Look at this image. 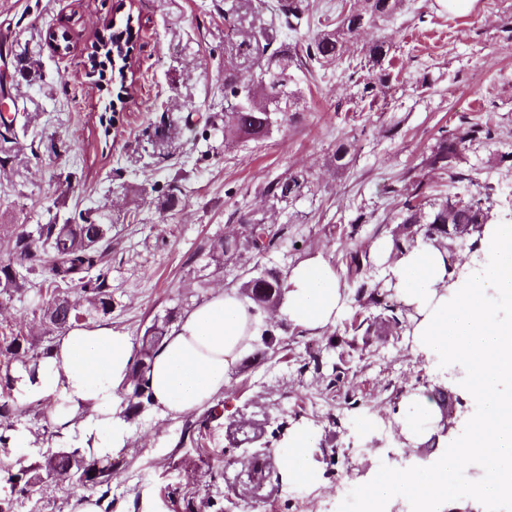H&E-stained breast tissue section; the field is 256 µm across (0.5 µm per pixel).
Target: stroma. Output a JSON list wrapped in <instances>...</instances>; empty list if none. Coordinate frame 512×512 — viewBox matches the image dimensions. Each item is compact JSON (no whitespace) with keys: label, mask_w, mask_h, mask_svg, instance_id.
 Returning a JSON list of instances; mask_svg holds the SVG:
<instances>
[{"label":"stroma","mask_w":512,"mask_h":512,"mask_svg":"<svg viewBox=\"0 0 512 512\" xmlns=\"http://www.w3.org/2000/svg\"><path fill=\"white\" fill-rule=\"evenodd\" d=\"M121 2L0 0V119L16 131L0 139V157L11 158L0 171V264L16 263L5 242L22 230L81 211L101 217L112 226V313L103 322L136 340L154 316L240 288L253 266L284 274L322 255L343 287L336 325L310 332L267 311L275 346L256 342L232 365L217 417L150 409L126 421L109 497L112 512H351L349 492L387 469L430 468L440 441L458 437L477 411L454 378L413 350L411 325L355 301L347 261L364 255L373 281L384 280L391 263L374 246L407 237L402 202L419 183L430 204L450 191L466 199L489 189L496 219L512 221V0H477L458 15L445 0H400L390 22L347 50L358 60L367 42L385 40L398 76L372 99L344 65L310 68L299 111L259 142L211 125L224 111L231 64L224 0H134L136 95L107 111L108 95L88 75V48ZM52 32L64 36L63 51L52 48ZM473 124L481 131L460 154L462 180L431 169L443 135ZM297 173L307 180L298 196L267 194L269 183ZM173 186L181 202L170 209ZM253 222L278 231L270 251L213 260L215 240L245 238ZM49 298L34 288L0 298V327L42 340ZM313 352L324 374L341 363L344 381L316 376ZM438 384L453 394L455 428L421 444L402 439L404 401ZM53 406L46 397L25 402L17 429L30 443L9 448L8 460L81 445L76 430L44 435ZM189 423L196 429L186 439ZM298 427L312 434L316 479L307 485L290 481L284 459ZM84 495L50 483L22 512H72Z\"/></svg>","instance_id":"1"}]
</instances>
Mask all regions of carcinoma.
<instances>
[{
    "instance_id": "carcinoma-1",
    "label": "carcinoma",
    "mask_w": 512,
    "mask_h": 512,
    "mask_svg": "<svg viewBox=\"0 0 512 512\" xmlns=\"http://www.w3.org/2000/svg\"><path fill=\"white\" fill-rule=\"evenodd\" d=\"M362 8L354 14L341 12L336 27L322 30L308 39L303 54L293 55L280 40L284 30L295 31L306 16V0H231L224 9V25L229 40L246 59V69L251 78L242 80L237 72L224 70V127L238 137L261 141L266 139L278 122V115L291 111L299 94L295 71L302 69L304 62L339 63L343 60L347 44L361 30L388 21L395 13L399 0H361ZM269 14L268 19L258 13ZM127 25L119 22L105 24L100 32L110 46L115 48L117 68L124 67L121 58V39ZM388 46L382 40L372 42L367 48L368 68L364 79V92L372 94L377 85L389 78L384 68ZM474 130L446 138L431 154V167L450 173V178L462 179L455 172L456 163L466 142L471 140ZM306 186L302 175H294L283 182H274L267 187L272 197L286 201L297 195ZM434 226H426L420 236L426 240H437L440 224L452 222L465 227L472 224L485 225L493 219L488 197L477 192L468 200L450 192L440 199L430 213ZM277 238V232L267 224L251 225V232L242 242H235L231 250L251 251L257 255L267 253ZM8 247L29 263L26 273L15 267L0 265V295L12 296L29 288L43 287L31 279L36 272L46 269L50 273L48 285L56 288L76 284L87 309L80 313L76 305L65 295L51 298L43 310L45 333L53 336L63 333L80 322L83 316L91 318L112 313V225L81 218V222L67 221L63 224H38L34 230L20 232ZM265 281L272 296L283 297L284 280L265 267L253 266L248 279L242 283L244 294L258 307L263 301L256 298L258 282ZM390 293L382 291L368 282L361 281L356 300L379 307L391 313V320L398 323L397 307L389 300ZM177 311L171 309L165 315L153 319L147 326L135 350L131 367V392L125 395L126 408L123 417L136 415L152 406V395L146 375L155 350L167 335L170 325L176 320ZM50 346L35 344L28 337L16 334L0 336V355L9 362L24 366H35L49 354ZM18 411L16 401L0 400V450L12 447L15 439L13 418ZM115 471L112 457L96 456L93 449L63 445L40 460L25 463L0 464V485L8 491L0 494V512H18L29 498L32 488L40 483L68 481L87 490H97L111 483Z\"/></svg>"
}]
</instances>
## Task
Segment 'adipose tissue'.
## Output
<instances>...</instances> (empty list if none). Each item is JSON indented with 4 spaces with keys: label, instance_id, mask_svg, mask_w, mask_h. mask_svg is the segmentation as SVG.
Masks as SVG:
<instances>
[{
    "label": "adipose tissue",
    "instance_id": "ef3b65f1",
    "mask_svg": "<svg viewBox=\"0 0 512 512\" xmlns=\"http://www.w3.org/2000/svg\"><path fill=\"white\" fill-rule=\"evenodd\" d=\"M392 276L414 313V350L432 367H460V382L479 410L434 468L386 472L365 486L366 512H385L401 498L415 499L419 512H442L463 491L481 500L512 498V223L485 225L481 251L461 273H453L447 249L419 240L394 263ZM343 306L339 278L321 256L288 272L282 306L288 321L319 331L335 325ZM265 328L263 312L232 289H217L186 311L148 373L154 410L175 419L213 405L232 364ZM134 354L132 338L109 326L74 325L36 372L14 366L18 397H54L53 422L83 426L94 451L105 454L124 436L113 413L130 388ZM439 416L429 395H411L402 431L417 440ZM464 463L477 464L482 475L462 490L453 474Z\"/></svg>",
    "mask_w": 512,
    "mask_h": 512
}]
</instances>
